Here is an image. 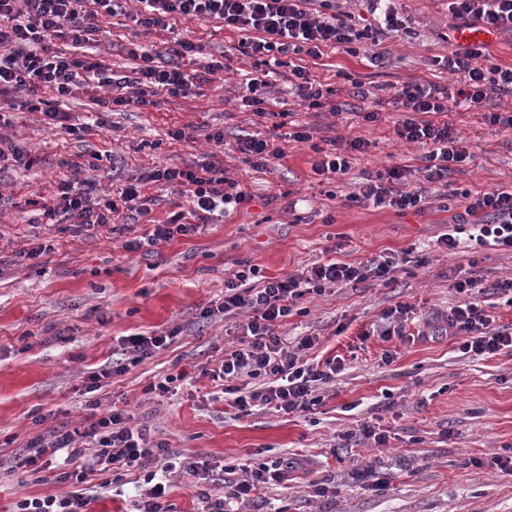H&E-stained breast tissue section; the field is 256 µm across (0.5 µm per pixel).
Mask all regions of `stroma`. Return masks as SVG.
<instances>
[{
    "instance_id": "obj_1",
    "label": "stroma",
    "mask_w": 512,
    "mask_h": 512,
    "mask_svg": "<svg viewBox=\"0 0 512 512\" xmlns=\"http://www.w3.org/2000/svg\"><path fill=\"white\" fill-rule=\"evenodd\" d=\"M394 5L405 29L374 48L326 51L312 66L317 79L337 89L339 101H348L356 80L371 103L390 101L395 86L406 81L452 85L439 63L453 35L448 0ZM98 26L93 43L78 45L65 36L50 48L74 58L98 55L125 75L134 65L129 43L161 61L172 47L169 33L126 26L121 16L100 17ZM177 29L201 46L200 63L225 65L187 96L162 92L153 106L108 110L106 89L65 98L46 93L75 125L104 112L105 127L74 135L47 124L43 112L28 110L25 92L0 99L12 116L0 136L40 159L28 170L11 161L0 168V455L24 454L30 439L58 423L80 426L84 382L111 363L121 337L176 328L180 334L168 349L103 379L102 403L129 410L153 440L188 457H206L212 466L234 467L238 478L268 458L292 459L287 487L263 489L241 512H512V471L490 463L494 453L512 448V349L475 359L463 353L459 336L386 341L372 333L382 312L401 303L412 305L410 318L420 325L458 305L453 284L464 269L490 283L512 279L511 252L475 255L465 238L451 252L437 243L461 212V192L512 187V131L487 125L482 111L459 108L448 121L473 159L449 174L443 196H429L421 211L402 215L359 206L347 200L354 183L416 164L421 148L398 139L392 121L308 109L281 67L267 79L268 95L290 111L293 126L312 128L313 140L283 142L285 158L250 167L236 148L238 139L248 133L270 138L276 130L240 106L235 72L252 65L237 50L240 33L209 20L181 21ZM375 52L383 55V66L371 64ZM203 123L223 131V147L206 140ZM176 129L184 139H171ZM354 135L369 148L347 175L328 183L314 174L316 148ZM208 155L241 182L249 200L158 252H129L125 234L56 224L44 214L56 205L62 182L90 180L100 199L146 172ZM47 240L56 245L48 258H23L32 243ZM331 249L347 261L381 251L408 259L390 284H344L304 298L302 314L280 327L287 346L313 336L316 355L342 358L343 369L321 405L290 414L225 413L211 398L215 383L200 369L235 339V322H199L201 307L223 297L224 281L237 269L254 265L265 276L291 274ZM365 331L370 337L364 341ZM387 350L395 351L393 362H383ZM179 373L184 379L173 393H147L149 384ZM366 421L387 431V443L346 446V436ZM369 462L376 469L366 477L362 468ZM156 479L169 487L163 501L168 512H203L191 479L161 472ZM63 490L53 477L37 482L17 470L0 479V512H14L22 497ZM85 492L87 512H134L143 489L123 479L109 482L97 471Z\"/></svg>"
}]
</instances>
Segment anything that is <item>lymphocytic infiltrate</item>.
Segmentation results:
<instances>
[{
    "label": "lymphocytic infiltrate",
    "instance_id": "obj_1",
    "mask_svg": "<svg viewBox=\"0 0 512 512\" xmlns=\"http://www.w3.org/2000/svg\"><path fill=\"white\" fill-rule=\"evenodd\" d=\"M125 0H0V96L17 90L27 91L32 110L43 111L48 120H58L55 109L46 107L42 91L57 96L72 95L81 87H109L116 106H151L152 95L167 92L178 96L189 92L194 77L188 63L194 62L198 46L188 40H176L165 63L154 56L130 49L139 64L131 74L115 76L104 61L61 56L52 52L49 42L68 33L74 42L88 41L97 32L98 17L125 15L138 27L168 30L177 20L209 19L226 29L242 32L237 50L262 66L264 57L284 56L288 80L300 98L313 110L329 109L339 115L343 103L333 101L334 91L326 87L308 67L296 63L299 55L320 59L326 50L367 42L378 45L382 37L401 29L404 18L395 7H387L378 27H357L349 13L340 10L337 0H140L142 7L127 12ZM452 20L478 25L488 32L512 33V0H448ZM485 55L482 43L455 45L444 59L449 74L458 76L456 91L433 83L408 81L396 90L390 101L395 114L394 133L408 143L419 145L424 153L422 167L396 166L356 185L350 202L390 207L400 212L421 210L427 198L426 184L447 178L453 167L470 161L465 141L443 119L459 107L480 108L487 124L512 130V111H490L485 104L492 94L512 92V66H479ZM367 140L354 137L326 152L312 169L325 180L347 175L355 154L366 152ZM421 174L424 183L417 186L411 174ZM142 182L163 183L176 188L187 198L189 211L171 214L164 223L154 225L143 235L125 240L127 251L171 242L178 236L200 233L213 216L225 213L227 206L247 198L238 181L225 177L223 169L212 162L190 168L167 167L142 175ZM93 183L77 187L59 186V203L46 208L49 217H61L69 223L103 227L112 222L119 209L126 208L147 216V199L137 185L122 189L118 198L92 203ZM464 213L457 223L439 238L446 249H456L458 235L471 227L468 239L474 249L512 251V189L502 188L476 194H464ZM396 258L383 252L359 262L336 258L319 260L294 274L260 276L257 267L236 270L224 281V298L203 307L200 317L206 321L232 317L241 311L251 316L242 326L236 346L225 349L214 367H202L201 373L221 383L225 404L235 415L251 414L254 408L290 413L312 410L322 402L320 392L342 370L338 357L312 359L308 352L316 345L312 336L301 337L295 349H287L278 328L291 316L304 296L322 293L325 287L361 283L367 280L390 282ZM483 280L471 277L456 281L460 304L450 308L440 329L452 336H464V353L474 357L496 354L512 348V328H492L489 315L475 293ZM177 330L147 336L133 334L121 340L122 360L113 362L107 372H91L84 385L88 398L81 434L68 425L46 430L27 444L24 457L0 461V471L11 473L25 467L35 475L52 473L65 491L59 495L26 497L16 504V512H87L89 501L81 486L87 479L84 458L95 461L115 477L141 473L149 487L138 512H166L162 505L165 487L155 481V468L179 473L192 479L197 495L207 512H225L232 501L252 500L264 488L287 482L293 463L272 459L259 463L250 476L225 484L224 494L216 498L211 487L216 482L208 461L186 457L162 441L152 440L146 426L135 423L130 412L103 407L98 396L104 374L121 375L129 367L154 357L170 346ZM66 451L63 464H56L57 451Z\"/></svg>",
    "mask_w": 512,
    "mask_h": 512
}]
</instances>
